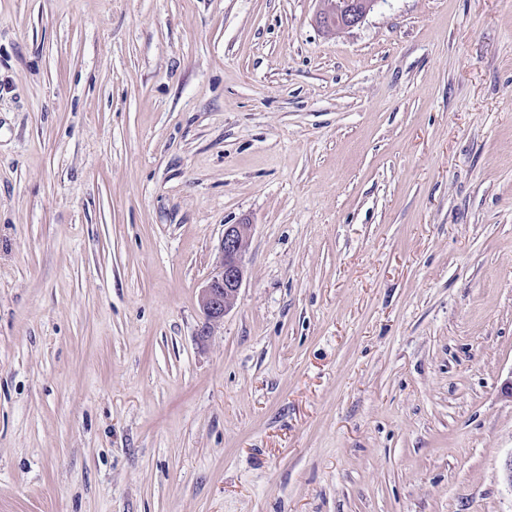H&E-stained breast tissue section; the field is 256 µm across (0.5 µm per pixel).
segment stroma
<instances>
[{
    "mask_svg": "<svg viewBox=\"0 0 512 512\" xmlns=\"http://www.w3.org/2000/svg\"><path fill=\"white\" fill-rule=\"evenodd\" d=\"M321 7L0 0V512H512V0ZM378 0H340L325 13L317 16V23L328 31L341 32L361 23L373 10ZM250 236V225L228 224L221 242L218 271L201 289L200 303L208 324L219 322L233 306L244 279L242 258Z\"/></svg>",
    "mask_w": 512,
    "mask_h": 512,
    "instance_id": "1",
    "label": "stroma"
}]
</instances>
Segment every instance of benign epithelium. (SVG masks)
I'll list each match as a JSON object with an SVG mask.
<instances>
[{
	"label": "benign epithelium",
	"mask_w": 512,
	"mask_h": 512,
	"mask_svg": "<svg viewBox=\"0 0 512 512\" xmlns=\"http://www.w3.org/2000/svg\"><path fill=\"white\" fill-rule=\"evenodd\" d=\"M377 2L378 0H340L339 4L318 15L317 23L328 31H344L361 23ZM249 236L248 224L224 225L219 269L201 289L200 295L201 307L210 325L224 319L242 287V258Z\"/></svg>",
	"instance_id": "obj_1"
}]
</instances>
